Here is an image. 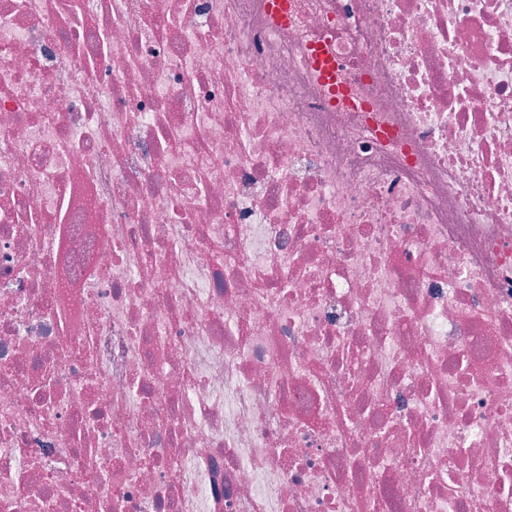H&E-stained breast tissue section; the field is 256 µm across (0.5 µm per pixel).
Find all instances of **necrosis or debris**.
Returning <instances> with one entry per match:
<instances>
[{
    "instance_id": "1",
    "label": "necrosis or debris",
    "mask_w": 512,
    "mask_h": 512,
    "mask_svg": "<svg viewBox=\"0 0 512 512\" xmlns=\"http://www.w3.org/2000/svg\"><path fill=\"white\" fill-rule=\"evenodd\" d=\"M0 512H512V0H0Z\"/></svg>"
}]
</instances>
